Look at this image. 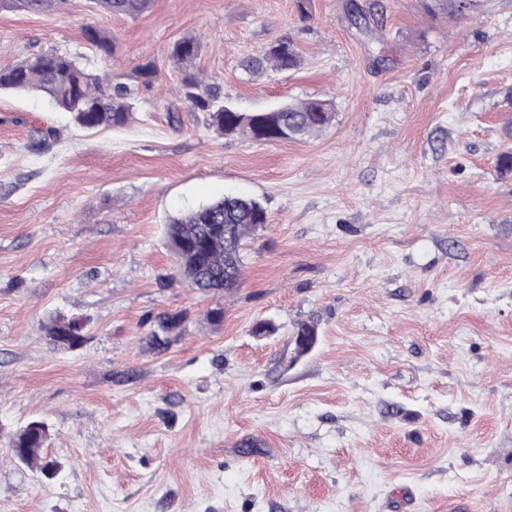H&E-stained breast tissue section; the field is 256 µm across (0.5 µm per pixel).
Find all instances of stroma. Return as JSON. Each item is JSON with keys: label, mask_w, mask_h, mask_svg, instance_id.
<instances>
[{"label": "stroma", "mask_w": 512, "mask_h": 512, "mask_svg": "<svg viewBox=\"0 0 512 512\" xmlns=\"http://www.w3.org/2000/svg\"><path fill=\"white\" fill-rule=\"evenodd\" d=\"M372 2L374 42L346 0L0 9V67L54 50L131 84L158 65L117 129L0 92V512H512V174L497 168L512 0L457 19ZM91 23L116 62L85 40ZM184 36L239 111L326 98L332 126L261 145L208 129L174 93L166 51ZM279 39L297 70L243 71ZM227 194L270 221L236 293L204 295L164 226ZM162 311L188 319L159 352L145 338ZM58 315L83 322L77 346L48 336ZM260 320L274 332L254 335ZM302 322L319 339L298 357ZM31 421L52 478L11 454ZM98 2L107 12L130 18L143 14L152 5V0H99Z\"/></svg>", "instance_id": "35a3bbf8"}]
</instances>
